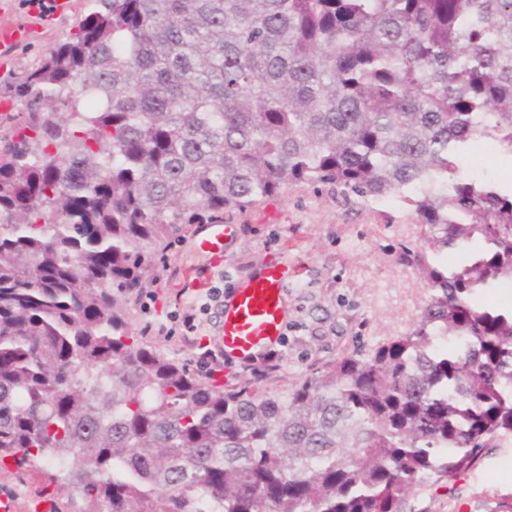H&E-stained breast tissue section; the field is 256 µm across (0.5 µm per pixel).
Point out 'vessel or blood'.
<instances>
[{
	"label": "vessel or blood",
	"instance_id": "obj_1",
	"mask_svg": "<svg viewBox=\"0 0 512 512\" xmlns=\"http://www.w3.org/2000/svg\"><path fill=\"white\" fill-rule=\"evenodd\" d=\"M74 7L75 0H51L46 8L39 0H31L28 21L17 22L11 18L13 0H0V58H8L18 47L31 42L37 30L51 29L56 19L71 13ZM235 230V225L223 223L204 227L197 249L211 266H223L224 239ZM287 286V265L273 262L233 288L224 302L219 337L225 357L249 361L281 340L286 327Z\"/></svg>",
	"mask_w": 512,
	"mask_h": 512
}]
</instances>
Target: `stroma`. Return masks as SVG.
<instances>
[{"label":"stroma","mask_w":512,"mask_h":512,"mask_svg":"<svg viewBox=\"0 0 512 512\" xmlns=\"http://www.w3.org/2000/svg\"><path fill=\"white\" fill-rule=\"evenodd\" d=\"M92 9L77 0L75 11L53 29L16 50L0 80L11 81L75 32ZM395 200L344 202L325 187L287 188L243 212L226 215L237 233L225 241L228 266L209 267L196 250L200 225L184 227L151 266L144 292L150 313L133 308L131 323L146 340L200 380L227 388L244 382L282 389L354 350H370L384 337L413 327L426 297L414 267L400 260L402 246L420 248L418 226ZM286 260L297 274L286 292L287 328L279 344L252 363L220 359L199 363L202 350H218L223 321L213 288L235 283L271 260ZM192 314L197 331L172 332V313ZM400 512H512V436L483 449L474 466L437 482L415 486Z\"/></svg>","instance_id":"35a3bbf8"}]
</instances>
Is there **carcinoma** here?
<instances>
[{"label":"carcinoma","mask_w":512,"mask_h":512,"mask_svg":"<svg viewBox=\"0 0 512 512\" xmlns=\"http://www.w3.org/2000/svg\"><path fill=\"white\" fill-rule=\"evenodd\" d=\"M93 2L0 89V466L65 459L51 512H399L512 436V308L477 300L512 281V183L460 166L512 158V0ZM299 184L415 217L412 329L282 390L131 329L182 226ZM476 154H478L477 157ZM498 159V155L491 143L486 142L485 147L481 151L463 158L461 166L465 173H470L477 177L504 181V172L498 165Z\"/></svg>","instance_id":"cac0c4a2"}]
</instances>
